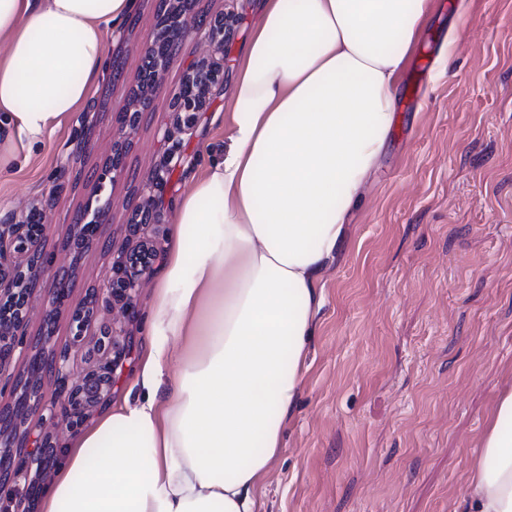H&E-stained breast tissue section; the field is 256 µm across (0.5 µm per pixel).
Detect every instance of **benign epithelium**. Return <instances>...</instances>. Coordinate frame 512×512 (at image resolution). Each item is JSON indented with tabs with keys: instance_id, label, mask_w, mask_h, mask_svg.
I'll use <instances>...</instances> for the list:
<instances>
[{
	"instance_id": "7a95c632",
	"label": "benign epithelium",
	"mask_w": 512,
	"mask_h": 512,
	"mask_svg": "<svg viewBox=\"0 0 512 512\" xmlns=\"http://www.w3.org/2000/svg\"><path fill=\"white\" fill-rule=\"evenodd\" d=\"M186 8L171 14L160 10L159 25L168 32L166 41L142 50L143 64L134 74L128 75L117 60H112V81L122 82L132 93L146 100L141 109L133 112L124 105L120 111V132L112 145V156L106 161L99 178L111 174H125V153L130 135L142 118V110L151 102L150 96L158 88L160 75L167 70L179 51L182 42L199 32L185 22ZM230 16L221 14L205 26L206 50L185 72L182 82L170 91L173 111L181 130H193L198 113L204 111L208 100L217 90H224V67L216 55L224 54V43L229 34ZM80 131L75 146L76 153L84 152L90 145L92 119L90 113L80 116ZM180 158L179 144L164 150L166 167L155 168L150 174L151 188L161 191L167 183L172 161ZM156 199L136 208L129 219L135 225L149 224L155 212ZM112 208L106 200L94 211H84L72 223L73 239L78 242L96 240L105 253H112V239L97 237L103 218ZM93 217H88V214ZM39 223L19 220L12 213L0 216V380L9 371L13 360L20 355L28 359L27 371L5 383H0V396L9 393L12 402L0 403V493L11 488L18 476L30 472L29 465L36 464L29 482L35 491L45 478L50 457L56 454L55 433L59 417H64L67 427L77 428L88 414L108 397L112 391V375L120 359L119 332L105 327L99 332L93 346L85 345L87 327L99 310L133 309L138 288L150 278L158 247L143 241L131 251H121L112 263V279L104 292H95L84 305L71 306L69 282L71 267L57 263L53 254L44 251V240L52 223L48 205L38 209ZM49 277L47 289L46 320L51 322L61 312L70 315L72 336L65 343H58L54 331L47 329L37 336L26 335V326L34 294L40 280ZM82 352L93 358L80 380L70 382L71 356ZM52 377L58 384L54 397L47 400L42 393V382ZM27 449V458L16 459V454Z\"/></svg>"
}]
</instances>
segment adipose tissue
<instances>
[{"label":"adipose tissue","mask_w":512,"mask_h":512,"mask_svg":"<svg viewBox=\"0 0 512 512\" xmlns=\"http://www.w3.org/2000/svg\"><path fill=\"white\" fill-rule=\"evenodd\" d=\"M133 5L0 0V171L86 103ZM427 9L260 0L224 148L170 208L134 382L66 448L43 512H254ZM480 448L459 512H512V392Z\"/></svg>","instance_id":"obj_1"}]
</instances>
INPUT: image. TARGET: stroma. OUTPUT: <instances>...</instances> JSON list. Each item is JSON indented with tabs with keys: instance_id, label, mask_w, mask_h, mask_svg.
<instances>
[{
	"instance_id": "1",
	"label": "stroma",
	"mask_w": 512,
	"mask_h": 512,
	"mask_svg": "<svg viewBox=\"0 0 512 512\" xmlns=\"http://www.w3.org/2000/svg\"><path fill=\"white\" fill-rule=\"evenodd\" d=\"M256 0H196L191 13L234 11L239 23L224 47L232 84ZM157 0H136L129 22L110 36V56L126 73L152 41ZM430 50L424 82L401 70L391 131L363 204L351 215L347 245L326 270L318 331L305 358L303 389L257 512H453L464 492L496 401L512 390V0H429L420 31ZM186 41L162 77L126 154L137 181L70 182L54 198L46 248L74 266L70 300L104 287L112 257L73 241L76 214L111 199L102 228L116 247L165 243L169 201L188 186L192 167L224 145L213 96L193 132L180 135L183 161L158 200L155 222L133 227L148 198L151 170L173 128L168 91L197 60ZM125 85L100 82L85 105L94 114L91 148L72 158L78 116L35 147L26 165L0 172V211L50 198L59 172L100 169L119 133ZM150 286L134 315L118 322L126 355L112 380L125 392L142 349L140 327Z\"/></svg>"
}]
</instances>
